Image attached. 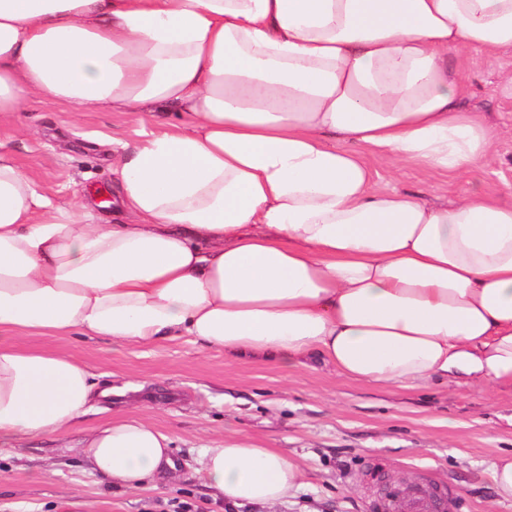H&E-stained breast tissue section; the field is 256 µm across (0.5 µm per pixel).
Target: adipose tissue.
<instances>
[{
    "label": "adipose tissue",
    "mask_w": 512,
    "mask_h": 512,
    "mask_svg": "<svg viewBox=\"0 0 512 512\" xmlns=\"http://www.w3.org/2000/svg\"><path fill=\"white\" fill-rule=\"evenodd\" d=\"M464 44L512 49V0H0V115L36 97L187 119L122 158L123 224L95 223L80 198L53 208L0 152V452L112 395L8 333L188 336L384 387L512 384V186L436 205L372 189L348 149L490 165L491 131L448 73ZM169 444L133 416L85 441L93 470L134 490L173 470ZM200 472L231 507L302 479L235 436Z\"/></svg>",
    "instance_id": "adipose-tissue-1"
}]
</instances>
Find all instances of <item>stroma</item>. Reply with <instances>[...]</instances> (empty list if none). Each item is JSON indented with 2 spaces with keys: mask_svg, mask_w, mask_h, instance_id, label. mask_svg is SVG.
<instances>
[{
  "mask_svg": "<svg viewBox=\"0 0 512 512\" xmlns=\"http://www.w3.org/2000/svg\"><path fill=\"white\" fill-rule=\"evenodd\" d=\"M448 68L468 91L465 107L493 128L494 162L450 176L413 163L391 166L366 148L358 153L381 188L447 204L512 184V98L501 85L512 76V50L496 63L462 45ZM31 99L0 119V149L43 189L52 207L104 189L113 199L114 168L140 140L175 121L148 107L143 123L122 112H85ZM16 346L83 362L112 399L94 405L62 435L23 438L0 455V512H173L174 501L196 512H368L387 489L410 493L423 483L444 489V512H512L497 495L491 471L512 454V386L430 382L411 389L377 386L341 375L311 358L297 367L230 357L186 339L151 346L103 337L19 336ZM132 415L171 438L175 469L164 482L137 490L110 486L86 459L92 428ZM237 435L277 448L295 461L302 484L287 499L227 510L199 469L205 449Z\"/></svg>",
  "mask_w": 512,
  "mask_h": 512,
  "instance_id": "stroma-1",
  "label": "stroma"
}]
</instances>
